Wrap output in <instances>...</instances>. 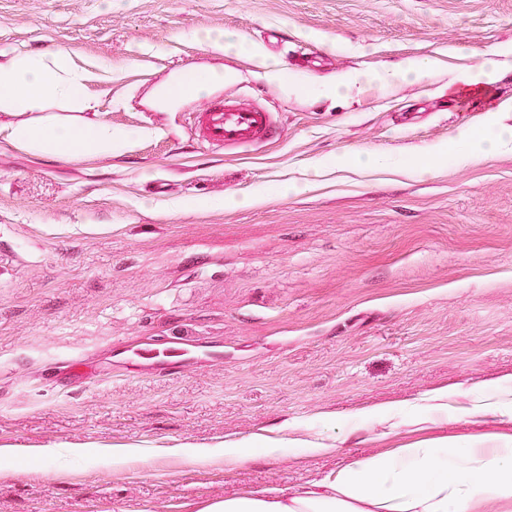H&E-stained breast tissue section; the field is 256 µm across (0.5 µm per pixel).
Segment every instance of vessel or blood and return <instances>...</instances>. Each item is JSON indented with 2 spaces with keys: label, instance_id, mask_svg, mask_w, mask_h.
<instances>
[{
  "label": "vessel or blood",
  "instance_id": "1",
  "mask_svg": "<svg viewBox=\"0 0 512 512\" xmlns=\"http://www.w3.org/2000/svg\"><path fill=\"white\" fill-rule=\"evenodd\" d=\"M198 138L217 148L247 146L270 137L275 131L272 112L225 95L222 101L208 100L195 113Z\"/></svg>",
  "mask_w": 512,
  "mask_h": 512
}]
</instances>
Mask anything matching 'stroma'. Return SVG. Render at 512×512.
Wrapping results in <instances>:
<instances>
[{"label":"stroma","instance_id":"stroma-1","mask_svg":"<svg viewBox=\"0 0 512 512\" xmlns=\"http://www.w3.org/2000/svg\"><path fill=\"white\" fill-rule=\"evenodd\" d=\"M46 48L75 53L85 120L136 137L36 155L0 112V512H204L370 454L512 435L454 402L409 406L512 382V143L456 142L512 126V0H0V61ZM407 59L427 66L305 88ZM486 60L495 82L449 95ZM217 70L274 113L273 137L201 144V99L172 89ZM255 439L279 446L241 465L177 453ZM39 448L55 470L22 465ZM424 66L425 65L421 62L411 60L398 68H383L371 74L357 75L347 80L336 82V85L332 87L319 85L311 89L321 95H334L341 89L347 87L351 82H356L361 78L380 84H387L398 80H407L411 76H414L423 70ZM456 139L463 146L465 153L472 151L474 147L484 152H493L501 145L512 141V127L491 124L478 140L471 132L462 130L458 132Z\"/></svg>","mask_w":512,"mask_h":512}]
</instances>
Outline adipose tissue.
Wrapping results in <instances>:
<instances>
[{"mask_svg":"<svg viewBox=\"0 0 512 512\" xmlns=\"http://www.w3.org/2000/svg\"><path fill=\"white\" fill-rule=\"evenodd\" d=\"M92 109L71 55L26 51L0 64V112L40 113L37 124L10 125L25 149L69 156L91 149L111 155L129 139L106 122H63L51 103ZM204 512H512V439L496 446L451 439L426 441L363 457L310 486L228 496Z\"/></svg>","mask_w":512,"mask_h":512,"instance_id":"obj_1","label":"adipose tissue"}]
</instances>
